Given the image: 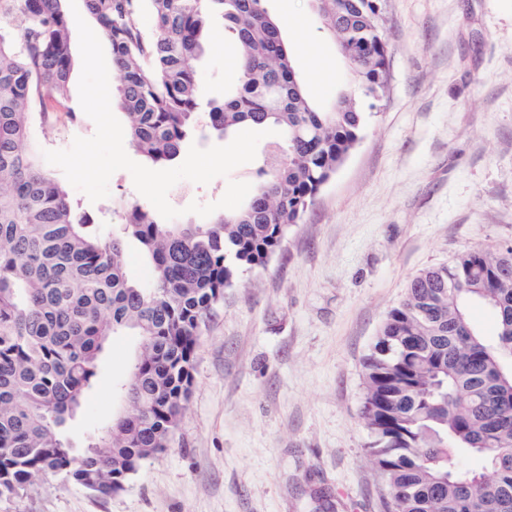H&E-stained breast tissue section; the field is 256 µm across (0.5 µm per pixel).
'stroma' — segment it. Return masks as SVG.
Here are the masks:
<instances>
[{"label":"stroma","mask_w":512,"mask_h":512,"mask_svg":"<svg viewBox=\"0 0 512 512\" xmlns=\"http://www.w3.org/2000/svg\"><path fill=\"white\" fill-rule=\"evenodd\" d=\"M296 68L321 103L346 78L310 0H269ZM386 93L354 151L265 266L224 291L199 336L186 409L168 448L124 491L99 498L40 473L0 512H386L384 480L361 417L363 363L410 280L474 247L512 246V0H384ZM196 76L203 99L238 81V58L215 19ZM70 75L69 108L34 124L39 150L95 132ZM247 163L170 204L218 201ZM92 234H119L124 210L146 199L131 174L93 202L68 188ZM139 339L113 337L95 387L69 427L74 445L106 429Z\"/></svg>","instance_id":"1"}]
</instances>
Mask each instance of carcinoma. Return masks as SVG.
<instances>
[{
    "label": "carcinoma",
    "instance_id": "1",
    "mask_svg": "<svg viewBox=\"0 0 512 512\" xmlns=\"http://www.w3.org/2000/svg\"><path fill=\"white\" fill-rule=\"evenodd\" d=\"M120 78L127 134L153 165L177 161L199 112L230 136L273 126L255 187L208 224H170L129 206L122 235L87 231L38 162L31 127L69 100L62 0H0V497L35 473L106 498L168 447L185 409L205 319L242 272L265 265L358 143L385 93L383 0H316L348 73L324 107L296 72L267 0H85ZM149 13L152 31L137 23ZM224 19L239 83L202 105L193 62L211 14ZM151 279L128 274L126 240ZM493 310L496 338L470 319ZM140 338L129 411L76 450L63 435L112 336ZM362 418L387 512H512V247L426 268L381 324L364 363ZM464 457L478 465L466 468Z\"/></svg>",
    "mask_w": 512,
    "mask_h": 512
}]
</instances>
